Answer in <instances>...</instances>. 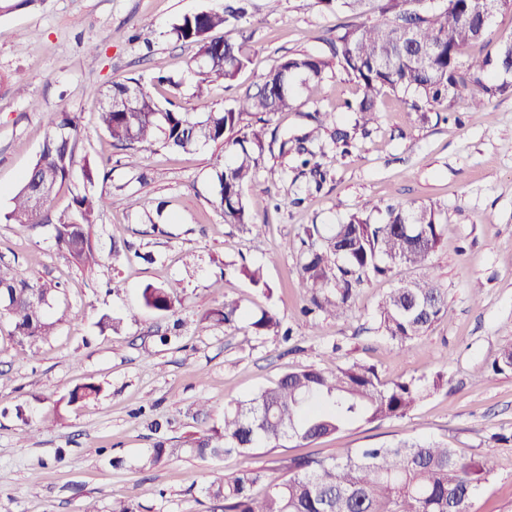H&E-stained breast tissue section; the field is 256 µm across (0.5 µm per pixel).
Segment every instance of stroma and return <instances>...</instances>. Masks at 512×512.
<instances>
[{
	"label": "stroma",
	"mask_w": 512,
	"mask_h": 512,
	"mask_svg": "<svg viewBox=\"0 0 512 512\" xmlns=\"http://www.w3.org/2000/svg\"><path fill=\"white\" fill-rule=\"evenodd\" d=\"M227 2L41 0L0 16V264L54 286L49 313L58 321L54 336L30 345L13 340L0 319V512H82L89 501L110 512L114 500L127 497L137 512H222L202 488L232 469L267 466L283 476L288 459L305 450L328 458L342 448L409 439L444 440L462 457L491 460L494 473L470 512H512V373L490 369L501 345L512 341V91L481 108L459 95L444 121L411 111L402 95H382L371 133H356L341 156L332 135L354 125L345 104L360 90L329 69L302 89L292 110L272 116L257 178L246 189L259 225L245 231L225 223L210 203L222 144L189 152L153 146L141 151L138 167H128L99 126L93 97L134 77L179 111H218L255 90L283 57L327 55V39L346 20L317 0L274 7L249 0L246 18L217 32L243 44L250 58L233 80L154 86V76L185 70L198 53L197 45L170 37L172 25ZM35 101L40 110L32 109ZM61 110L75 114L81 130L71 178L46 203L40 224L19 229L4 215L42 148L51 114ZM317 113L331 122L317 127ZM315 128L325 181L315 184L307 173L282 178V168L298 161L281 153V143ZM89 162L104 164L107 178L86 182ZM84 191L108 200L91 229L101 256L91 271L55 241L60 218L71 215L74 194ZM394 202L431 204L446 214L432 264L448 290L450 319L403 354L377 333L381 297L412 276L402 268L358 288L348 318L298 321L309 302L299 275L304 227H328ZM232 262L262 267L269 292L225 272ZM110 283L115 292H107ZM150 283L179 284L175 312L143 306ZM228 298L247 315L274 310L292 324V339L253 335L246 319L233 327L212 321L210 312ZM105 314L120 320L119 332L100 330ZM331 353L341 365L375 366L386 382L442 371L448 383L406 417L355 425L305 450L290 440L223 461L189 452L191 435L223 425L225 402L322 364ZM87 382L102 386L99 398L57 416V401ZM160 441L166 456L143 467Z\"/></svg>",
	"instance_id": "stroma-1"
}]
</instances>
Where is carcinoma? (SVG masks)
I'll return each mask as SVG.
<instances>
[{
	"label": "carcinoma",
	"mask_w": 512,
	"mask_h": 512,
	"mask_svg": "<svg viewBox=\"0 0 512 512\" xmlns=\"http://www.w3.org/2000/svg\"><path fill=\"white\" fill-rule=\"evenodd\" d=\"M321 2L356 17L374 12L378 18L336 29L327 40L328 59L310 54L282 59L255 92L245 93L221 112L194 117L165 107L136 78L114 81L93 93L103 131L126 151L132 167L149 146L187 152L224 143V162L218 163L213 177V206L224 223L249 228L257 226L258 219L245 189L265 148L268 116L294 107L299 89L323 80L331 64L361 89V97L347 109L365 133L377 121L378 98L387 92L410 93L411 110L434 112L439 118L436 108L451 106L462 93L482 106L512 89V37L499 41L492 55L468 54L489 37L488 31L476 28V16L485 8L504 10L498 0H449L439 10L427 8L423 0ZM244 13L243 7L227 6L185 15L172 25L170 34L176 40L199 46L195 64L187 68L198 82L231 80L245 66L248 57L242 45L211 37L213 30ZM248 116L256 118V124L244 123ZM79 133L71 113H52L43 147L4 215L7 222L21 228L39 223L45 200L38 198L37 186L55 189L69 180ZM315 139L312 132L297 139L294 153L304 167L316 155L305 143ZM105 206L101 196L77 194L72 216L56 225L57 246L80 266L98 264L91 227ZM373 210L379 219L352 213L326 236L316 224L305 228L308 249L300 277L310 305L302 314L345 318L362 283L401 267L418 270V277L402 282L381 300L376 313L377 330L404 351L449 317L448 289L440 284L432 265L443 237L442 211L432 205H375ZM225 268L244 276L255 288H268L259 267L227 264ZM52 291L0 265V317L11 321V336L18 343H36L54 334L56 322L37 301ZM142 297L152 309L173 312L179 302L178 286L148 284ZM213 316L233 326L243 316L242 305L226 299ZM249 327L256 336H291V329L270 310L253 316ZM492 370L512 371V342L500 348ZM442 381L438 373L430 380L411 378L387 385L373 366L337 364L333 350L325 363L289 372L252 397L228 403L223 430L199 434L189 444L201 458L278 448L288 440L310 444L349 426L403 417ZM101 392L97 384H83L61 403L67 410L78 409ZM493 472L490 460L463 458L446 442L400 440L373 448H345L331 458L293 457L286 479L264 467L230 471L208 483L205 492L223 502L224 512H469L475 492ZM259 485L264 486V494L257 497L254 488Z\"/></svg>",
	"instance_id": "carcinoma-1"
}]
</instances>
